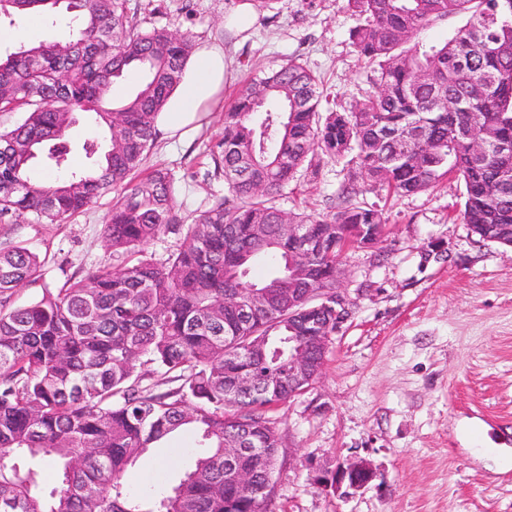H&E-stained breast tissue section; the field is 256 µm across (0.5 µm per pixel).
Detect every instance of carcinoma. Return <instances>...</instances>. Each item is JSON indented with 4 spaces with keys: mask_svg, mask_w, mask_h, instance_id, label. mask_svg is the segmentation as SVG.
I'll return each instance as SVG.
<instances>
[{
    "mask_svg": "<svg viewBox=\"0 0 512 512\" xmlns=\"http://www.w3.org/2000/svg\"><path fill=\"white\" fill-rule=\"evenodd\" d=\"M70 2L66 42L50 36L0 57V112L23 113L0 130V221L62 222L113 190L106 246L139 258L12 307L44 261L24 246L0 248V512H267L281 443L268 412L288 400V337L316 323L336 331V241L349 225L378 224L385 236L382 213L352 187L322 216L288 213L278 197L316 151L351 156L395 194L454 176L466 187L464 223L497 242L492 225L512 224V169L495 149L474 155L471 142L491 128L512 136V0H347L352 42L374 65L377 91L349 111H324V87L296 58L251 77L225 108L212 151L227 193L189 224L167 171L138 182L132 174L195 40L142 27L130 0ZM56 11L49 0H0L11 26ZM457 15L469 19L444 42L415 41ZM130 68L142 80L113 105L114 83ZM78 112L95 114L104 141L72 144ZM36 165L62 177L36 181ZM283 224L323 240L305 277ZM165 232L183 244L147 253ZM259 262L271 272L256 282ZM292 288L314 300L288 305ZM256 293L262 308L248 305ZM246 377L256 381L247 390ZM183 431L197 444L178 481L130 492L127 468ZM237 442L244 451L224 465V448Z\"/></svg>",
    "mask_w": 512,
    "mask_h": 512,
    "instance_id": "cac0c4a2",
    "label": "carcinoma"
}]
</instances>
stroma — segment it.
I'll list each match as a JSON object with an SVG mask.
<instances>
[{
    "instance_id": "35a3bbf8",
    "label": "stroma",
    "mask_w": 512,
    "mask_h": 512,
    "mask_svg": "<svg viewBox=\"0 0 512 512\" xmlns=\"http://www.w3.org/2000/svg\"><path fill=\"white\" fill-rule=\"evenodd\" d=\"M143 27L188 34L219 46L228 75L218 104L182 136L158 130L138 174L165 168L175 178L185 218L224 193L210 153L224 107L254 71L297 57L330 92L333 109L371 90V67L350 38L345 0H277L276 14L235 27L241 0H130ZM316 177L291 183L279 199L287 212L322 214L341 186L382 212L386 234L340 257L339 291L348 316L332 334L321 376L271 415L282 448L269 512H512V467L495 473L477 459L469 429L512 448V249L482 240L462 221L457 178L411 195H394L347 160L314 158ZM111 195L63 223H0V247L24 245L44 259L42 277L17 292L40 297L97 268L127 258L103 245ZM188 436L140 456L126 482L139 489L186 467ZM364 459L378 472L367 489L344 493L316 477L337 462Z\"/></svg>"
}]
</instances>
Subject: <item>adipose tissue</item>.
Instances as JSON below:
<instances>
[{"mask_svg": "<svg viewBox=\"0 0 512 512\" xmlns=\"http://www.w3.org/2000/svg\"><path fill=\"white\" fill-rule=\"evenodd\" d=\"M224 73L223 51L199 52L160 114L163 125L176 131L191 123L201 106L222 88Z\"/></svg>", "mask_w": 512, "mask_h": 512, "instance_id": "ef3b65f1", "label": "adipose tissue"}]
</instances>
